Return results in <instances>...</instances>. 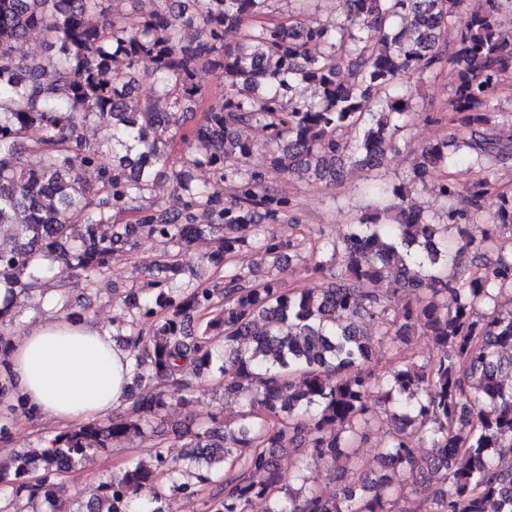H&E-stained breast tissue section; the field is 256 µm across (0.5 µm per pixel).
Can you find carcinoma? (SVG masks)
<instances>
[{"mask_svg":"<svg viewBox=\"0 0 512 512\" xmlns=\"http://www.w3.org/2000/svg\"><path fill=\"white\" fill-rule=\"evenodd\" d=\"M107 2L0 0V228L15 239L0 250V286L10 292L0 304V341L19 297L63 293L73 282L94 288L140 237L169 246L151 262L168 277L130 289L112 321L131 356V410L56 432L39 472L25 450L0 459V484L13 489L0 508L21 512L24 495L62 504V478L82 458L144 436L172 397L218 376L224 399L240 404L235 417L187 429L182 455L158 448L152 464L106 476L68 512H171L173 497L209 487L213 512H249L257 499L265 512H512V386L503 379H512V309L491 305L495 294L512 293V245L494 231L512 226V196L494 193V172L483 165L508 150L489 128L512 71L498 0H481L457 31L463 0H346L343 19L315 24L297 14L271 19L275 0H152L122 14ZM35 29L47 33L45 50L16 53ZM232 29L244 34L226 47ZM452 31L451 105L467 129L461 149L448 152L445 139L426 144L393 188L400 203L341 239L318 231L314 269L329 273L327 286L285 289L273 275L250 286L226 272L212 286L172 287L184 249L206 235L214 237L199 258L207 267L245 247L275 267L295 247L266 230L291 201L253 163L252 130L266 133L269 164L292 179L334 181L338 164L373 170L412 108L402 79L441 65ZM339 53L350 59L345 77ZM203 68L219 74L224 92L197 83ZM144 79L151 93L138 98L132 91ZM303 84L312 99L294 94ZM191 104L206 105L197 123ZM188 125L187 150L175 160L170 142ZM90 126L99 131L92 143ZM349 128L358 135L344 138ZM33 129L39 134L28 136ZM461 165L484 170L465 188L467 207L450 206L441 223L424 217L415 188ZM199 167L214 182H198ZM164 195L173 206H159ZM199 210L208 223H194ZM130 213L134 221L114 223ZM451 227L459 235L450 240ZM484 245L499 259L466 271L463 255ZM392 282L408 300L379 288ZM379 343L400 355L384 381L368 366ZM19 412L29 414L0 358V440ZM383 413L397 426L370 479L358 448ZM303 434L312 461L344 479L336 495L308 485L304 462L284 478L279 452L299 447ZM419 442L431 447L426 459ZM401 473L436 480L435 495L409 505Z\"/></svg>","mask_w":512,"mask_h":512,"instance_id":"1","label":"carcinoma"}]
</instances>
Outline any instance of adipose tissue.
I'll return each mask as SVG.
<instances>
[{"label":"adipose tissue","instance_id":"obj_1","mask_svg":"<svg viewBox=\"0 0 512 512\" xmlns=\"http://www.w3.org/2000/svg\"><path fill=\"white\" fill-rule=\"evenodd\" d=\"M8 359L34 421L80 424L126 402L131 359L111 333L89 320L49 318L11 340Z\"/></svg>","mask_w":512,"mask_h":512}]
</instances>
